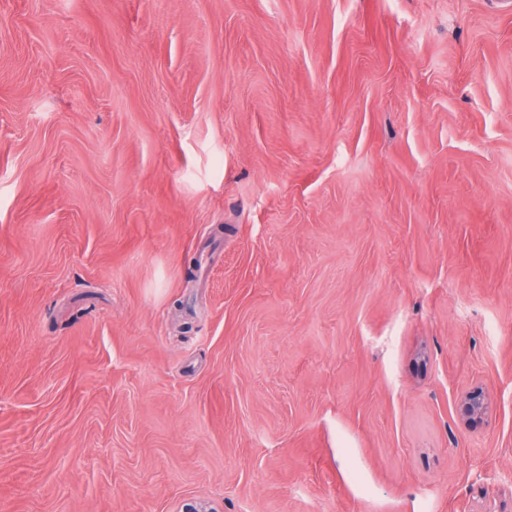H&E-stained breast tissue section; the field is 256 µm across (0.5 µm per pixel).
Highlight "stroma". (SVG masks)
Returning <instances> with one entry per match:
<instances>
[{
  "label": "stroma",
  "mask_w": 512,
  "mask_h": 512,
  "mask_svg": "<svg viewBox=\"0 0 512 512\" xmlns=\"http://www.w3.org/2000/svg\"><path fill=\"white\" fill-rule=\"evenodd\" d=\"M188 500L512 512L495 0H0V512ZM489 412V402L483 387L465 391L459 401V414L469 424L481 422Z\"/></svg>",
  "instance_id": "obj_1"
}]
</instances>
